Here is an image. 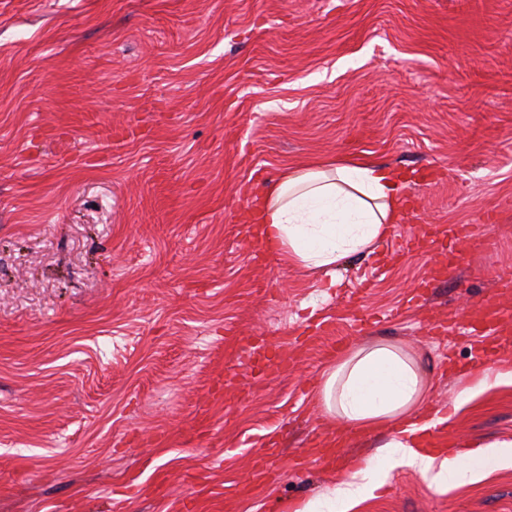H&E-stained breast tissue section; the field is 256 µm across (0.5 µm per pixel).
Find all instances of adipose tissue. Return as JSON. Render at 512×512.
Wrapping results in <instances>:
<instances>
[{
    "label": "adipose tissue",
    "mask_w": 512,
    "mask_h": 512,
    "mask_svg": "<svg viewBox=\"0 0 512 512\" xmlns=\"http://www.w3.org/2000/svg\"><path fill=\"white\" fill-rule=\"evenodd\" d=\"M406 184L391 166L314 160L283 169L254 194L250 218L265 246L292 268L331 275L343 259L373 254L401 222L408 204ZM426 386L415 359L402 347L376 340L328 362L318 403L330 420L350 427H396L378 460L351 480L296 504L294 512H350L378 488V474L400 466L417 468L439 485L460 486L512 455L481 446L454 457L418 452L415 417L426 405Z\"/></svg>",
    "instance_id": "adipose-tissue-1"
}]
</instances>
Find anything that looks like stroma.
I'll return each instance as SVG.
<instances>
[{
    "label": "stroma",
    "instance_id": "35a3bbf8",
    "mask_svg": "<svg viewBox=\"0 0 512 512\" xmlns=\"http://www.w3.org/2000/svg\"><path fill=\"white\" fill-rule=\"evenodd\" d=\"M332 157L401 170L410 207L331 288L256 257L244 217L260 181ZM488 214L436 311L512 274V0H0V512L325 493L391 433L327 420L316 383L379 339L455 408L445 447L512 442V385L455 407L476 339L428 334L411 301L437 260L411 239ZM350 512H512V460L459 487L400 467Z\"/></svg>",
    "mask_w": 512,
    "mask_h": 512
}]
</instances>
